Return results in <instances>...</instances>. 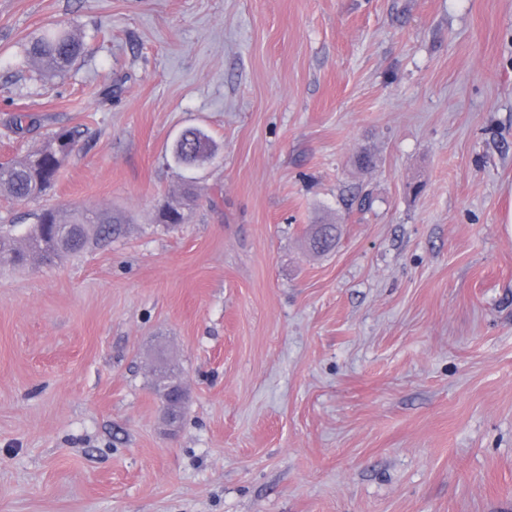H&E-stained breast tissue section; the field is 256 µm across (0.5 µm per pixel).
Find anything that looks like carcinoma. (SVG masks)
I'll return each instance as SVG.
<instances>
[{
  "mask_svg": "<svg viewBox=\"0 0 512 512\" xmlns=\"http://www.w3.org/2000/svg\"><path fill=\"white\" fill-rule=\"evenodd\" d=\"M81 54V43L75 33L62 28H49L34 38L28 47V58L40 65L44 75L53 79L62 75ZM175 163L198 168L215 158L211 137L199 128H189L180 134L172 146ZM65 157L57 138L49 140L38 152L23 159L0 164V192L16 200H26L42 194L54 181ZM194 198L192 185L183 194L166 203V221L177 224L184 220L188 201ZM124 218L118 213H94L73 210L64 214L44 209L34 216V223L18 232L14 227H0V267L25 268L33 263L52 266L68 254L87 250L94 243L120 237ZM339 226L317 224L308 238V248L314 253H327L336 247Z\"/></svg>",
  "mask_w": 512,
  "mask_h": 512,
  "instance_id": "1",
  "label": "carcinoma"
}]
</instances>
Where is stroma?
Segmentation results:
<instances>
[{"label":"stroma","instance_id":"obj_1","mask_svg":"<svg viewBox=\"0 0 512 512\" xmlns=\"http://www.w3.org/2000/svg\"><path fill=\"white\" fill-rule=\"evenodd\" d=\"M61 129L0 225L126 230L0 270V512H512V0H0V163ZM81 54V43L72 31L49 28L34 38L28 47V58L40 65L48 79L61 76ZM172 158L176 164L198 168L215 158L211 137L199 128H189L180 134L172 146ZM189 199H194L192 184H188L186 186L183 195H178L174 198H171V201L165 204L169 214L173 215V217L170 215L166 216L165 221H167L169 224H178L180 221L182 222L185 217L184 210L189 206L187 203ZM161 217L163 222L166 223L163 219V215H161ZM339 226L337 224H316L308 238V248L314 253H327L336 247ZM177 382L178 380L176 374L174 373V370L168 368V370L165 371V375H162L159 379H155L153 384L154 391L159 396L160 405L162 406V412L170 420H175L174 405L181 402L183 396H185V391L182 390L180 386H178L176 388H169L165 393H163L162 395L160 394L169 386Z\"/></svg>","mask_w":512,"mask_h":512}]
</instances>
